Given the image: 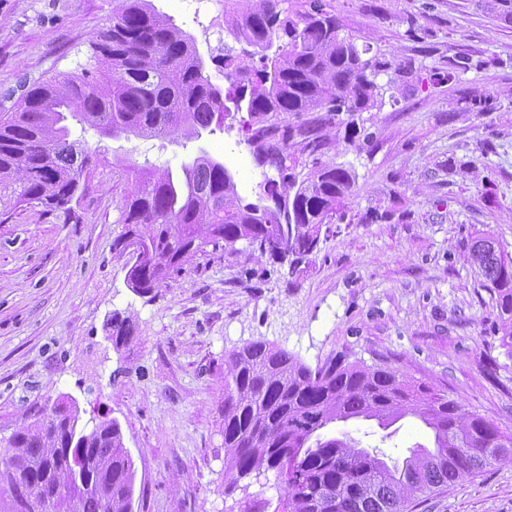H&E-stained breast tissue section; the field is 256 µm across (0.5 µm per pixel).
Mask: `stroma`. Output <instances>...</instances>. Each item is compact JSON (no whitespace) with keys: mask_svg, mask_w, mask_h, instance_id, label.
Instances as JSON below:
<instances>
[{"mask_svg":"<svg viewBox=\"0 0 512 512\" xmlns=\"http://www.w3.org/2000/svg\"><path fill=\"white\" fill-rule=\"evenodd\" d=\"M346 34L386 64L381 103L336 128L329 156L352 171L342 222L295 270L245 252L207 251L140 296L115 252L132 172L223 162L251 202L262 170L239 118L177 141L106 138L70 121L97 162L70 211L13 205L0 192V446L42 407L76 402L80 422L117 421L136 471L133 512H245L277 505L276 472L224 477V364L253 341L310 368L387 365L512 435V353L486 280L468 260L490 234L512 253V0H328ZM212 55L241 52L209 20L224 0H151ZM113 0H0V116L34 84L93 68ZM131 343H112L113 313ZM395 459L424 441L418 419L384 437L344 424ZM414 512H512V461L417 500ZM110 335L115 346H122L131 342L135 336L136 328L130 317L121 313H113L110 319Z\"/></svg>","mask_w":512,"mask_h":512,"instance_id":"obj_1","label":"stroma"}]
</instances>
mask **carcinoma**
<instances>
[{
	"mask_svg": "<svg viewBox=\"0 0 512 512\" xmlns=\"http://www.w3.org/2000/svg\"><path fill=\"white\" fill-rule=\"evenodd\" d=\"M224 26L263 56L224 49L226 92L205 74L194 39L150 0H113L112 26L93 42L99 68L36 84L0 120V186L13 202L69 210L92 157L68 141L69 119L117 138L197 139L229 112L262 169L256 201L243 202L224 163L207 152L181 165L135 173L113 250L135 262L127 282L146 296L208 245L236 244L297 264L318 251L323 224L342 213L352 173L325 160L342 114L375 105L384 63L363 58L325 0H224ZM471 256L502 319L512 353V255L484 235ZM131 318L112 313L115 346L131 342ZM407 416L432 433L402 461L360 446L338 422ZM73 401L14 433L0 448V512H133L135 471L114 420L78 428ZM224 475L233 485L276 471L284 495L274 512H411L421 497L512 458V435L453 399L409 384L388 368L334 360L313 370L263 341L232 353L224 370Z\"/></svg>",
	"mask_w": 512,
	"mask_h": 512,
	"instance_id": "1",
	"label": "carcinoma"
}]
</instances>
